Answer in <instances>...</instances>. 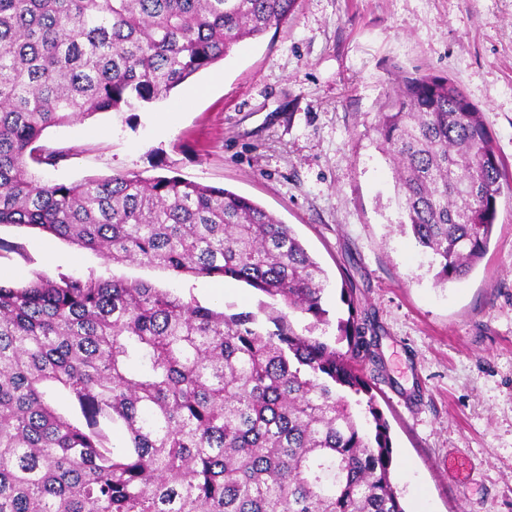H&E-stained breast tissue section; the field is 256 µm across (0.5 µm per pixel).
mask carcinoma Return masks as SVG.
<instances>
[{"mask_svg":"<svg viewBox=\"0 0 512 512\" xmlns=\"http://www.w3.org/2000/svg\"><path fill=\"white\" fill-rule=\"evenodd\" d=\"M298 0H0V225L116 263L241 281L284 308L227 314L152 285L0 280V512H405L389 424L359 368L372 341L291 227L227 188L132 173L48 183L44 131L163 98ZM440 284L484 257L508 169L449 78L397 73L375 124ZM67 397L69 412L56 402ZM359 407L356 412L353 407Z\"/></svg>","mask_w":512,"mask_h":512,"instance_id":"cac0c4a2","label":"carcinoma"}]
</instances>
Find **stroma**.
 Listing matches in <instances>:
<instances>
[{
  "label": "stroma",
  "instance_id": "1",
  "mask_svg": "<svg viewBox=\"0 0 512 512\" xmlns=\"http://www.w3.org/2000/svg\"><path fill=\"white\" fill-rule=\"evenodd\" d=\"M450 78L484 114L512 171V0H299L287 24L240 42L167 97L47 129L64 160L35 173L76 183L119 172L228 188L289 224L324 269L327 337L349 288L374 336L367 375L390 425L406 512H512V187L488 251L434 283L398 228L376 117L397 73ZM175 121L160 126L166 112ZM0 272L142 281L228 313H259L245 283L114 263L24 226Z\"/></svg>",
  "mask_w": 512,
  "mask_h": 512
}]
</instances>
